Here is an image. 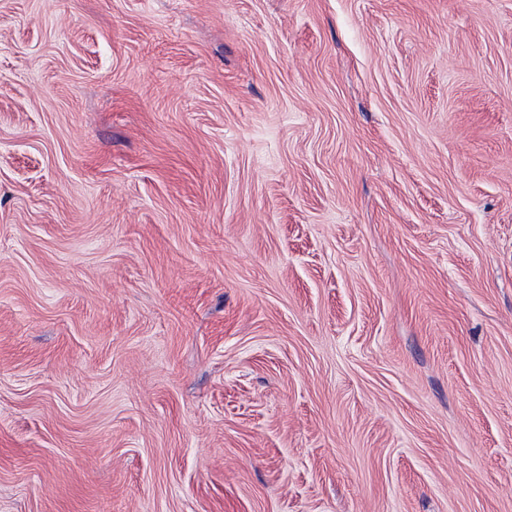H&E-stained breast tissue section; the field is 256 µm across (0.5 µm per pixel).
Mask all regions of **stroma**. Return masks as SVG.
<instances>
[{
    "label": "stroma",
    "instance_id": "35a3bbf8",
    "mask_svg": "<svg viewBox=\"0 0 512 512\" xmlns=\"http://www.w3.org/2000/svg\"><path fill=\"white\" fill-rule=\"evenodd\" d=\"M0 512H512V0H0Z\"/></svg>",
    "mask_w": 512,
    "mask_h": 512
}]
</instances>
